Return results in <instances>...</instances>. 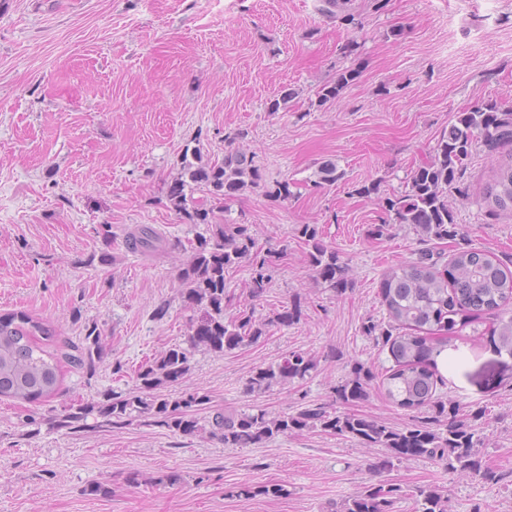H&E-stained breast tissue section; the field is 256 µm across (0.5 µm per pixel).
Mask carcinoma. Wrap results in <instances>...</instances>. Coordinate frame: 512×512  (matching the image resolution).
<instances>
[{
    "label": "carcinoma",
    "instance_id": "1",
    "mask_svg": "<svg viewBox=\"0 0 512 512\" xmlns=\"http://www.w3.org/2000/svg\"><path fill=\"white\" fill-rule=\"evenodd\" d=\"M355 77V71L346 70L324 84L317 91L318 105L334 101ZM478 144L490 154L511 148L487 185L483 200L492 212L512 213V107L488 102L459 113L438 140L430 160L411 171L409 190L399 197L386 198V219L370 228L371 234L379 237L393 224H410L426 247L417 252L414 261L388 271L380 281L387 326H365L367 334L378 333L376 340L388 349L392 365L378 376L363 364H354L349 378L336 386L335 401L359 402L376 384L393 403L415 413V419L398 428L368 416L339 412L332 404L278 416L263 409L217 412L212 417L211 434L224 441V447L246 448L279 435L319 428L384 449L382 457L370 464L375 476L404 459L427 457L446 460L451 470L490 483L507 480L483 460L481 436L474 422L485 419L486 410L466 414L456 403L440 396L438 386L443 380L436 370V357L447 337L487 315L491 317V346L497 354L512 357V269L494 254L469 245L457 246L448 260L444 253L428 246L435 240L460 236L448 191L460 183L465 161ZM317 175V184L330 185L343 173L335 162L325 161ZM261 180L253 157L238 149H230L222 160L207 164L183 157L181 175L168 186L167 197L190 223L206 226L178 270L182 298L194 312L187 346L171 347L141 367L136 375L137 391L115 397L98 408L73 405L60 417L58 427L77 431L96 409L112 425L149 415L175 435L192 436L202 430L198 414L207 409L209 396L185 392L165 397L155 394V390L182 381L190 371L194 351L200 347L219 353L231 351L258 342L271 327H288L301 319L303 309L298 298L266 322H255L253 314L245 310L229 319L224 316L229 301L225 273L249 264L254 271L249 293L257 299L264 290L268 261L254 251L255 240L248 225L215 224L214 207L189 206L190 192L199 191L222 204L224 197L257 188ZM300 234L311 244L309 263L317 280L336 294L346 293L351 287L347 263L322 242L316 225H302ZM157 243V233L147 226L130 239L134 249L150 250ZM56 336L55 328L27 313L0 314V400L34 403L52 398L59 393L64 367L95 369L101 350L96 329L89 330L80 345L52 350ZM316 369L314 357L292 350L279 362L255 370L244 392L263 394L277 385L304 380ZM411 496L417 512H448V496L437 488L419 486ZM401 497V488L379 481L343 502L335 512H393Z\"/></svg>",
    "mask_w": 512,
    "mask_h": 512
}]
</instances>
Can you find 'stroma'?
Listing matches in <instances>:
<instances>
[{
	"mask_svg": "<svg viewBox=\"0 0 512 512\" xmlns=\"http://www.w3.org/2000/svg\"><path fill=\"white\" fill-rule=\"evenodd\" d=\"M9 3L0 8V312L48 320L62 342H81L97 326L102 347L94 372L65 369L55 398L0 401V512H334L372 482L368 465L380 449L318 429L228 448L209 431L178 436L147 416L111 427L93 414L76 432L57 420L70 406L133 391L139 366L186 341L193 313L177 273L205 227L174 210L167 186L185 152L220 160L226 136L240 130L261 185L225 198L215 220L248 225L269 255L256 321L296 298L303 315L254 345L196 350L170 394L196 391L215 411L277 416L332 402L354 363L384 373L389 354L365 326L386 321L379 282L412 261L420 241L409 224L381 237L369 230L382 221V199L405 192L457 113L487 101L512 107V0H348L335 13L321 0ZM350 69L357 79L319 105L318 89ZM288 89L286 108L270 111ZM329 160L342 179L316 185ZM497 166L473 149L464 188L448 199L464 241L512 267V213L483 201ZM281 183L290 196L272 198ZM368 183L378 194L357 195ZM304 224L317 225L348 263L345 294L317 281ZM143 226L159 235L158 249L130 248ZM483 330L449 337L439 392L463 410L487 408L484 459L508 473L512 358L497 356ZM292 350L317 359L311 377L244 394L253 371ZM499 373L507 382L488 386ZM345 410L394 427L412 420L375 386ZM134 472L141 484L130 483ZM171 472L179 483L163 482ZM381 479L404 492L395 512H415L410 493L419 486L443 490L449 512H512V484L452 473L437 460L402 461ZM95 483L108 494L86 495ZM263 485L281 492L258 494ZM233 487L252 493L236 497Z\"/></svg>",
	"mask_w": 512,
	"mask_h": 512,
	"instance_id": "obj_1",
	"label": "stroma"
}]
</instances>
